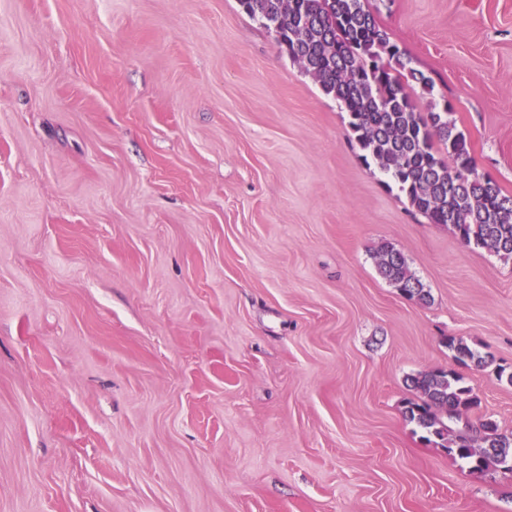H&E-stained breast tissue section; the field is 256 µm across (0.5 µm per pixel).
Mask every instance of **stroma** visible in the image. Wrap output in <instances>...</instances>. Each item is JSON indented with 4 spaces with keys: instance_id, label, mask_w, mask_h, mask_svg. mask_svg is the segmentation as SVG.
Listing matches in <instances>:
<instances>
[{
    "instance_id": "35a3bbf8",
    "label": "stroma",
    "mask_w": 512,
    "mask_h": 512,
    "mask_svg": "<svg viewBox=\"0 0 512 512\" xmlns=\"http://www.w3.org/2000/svg\"><path fill=\"white\" fill-rule=\"evenodd\" d=\"M367 5L512 195V0ZM435 369L512 432V258L412 207L239 0H0V512H512L404 419ZM383 278L398 289L404 297L419 303H428L430 294L409 271L403 254L390 245L381 248L377 261Z\"/></svg>"
}]
</instances>
